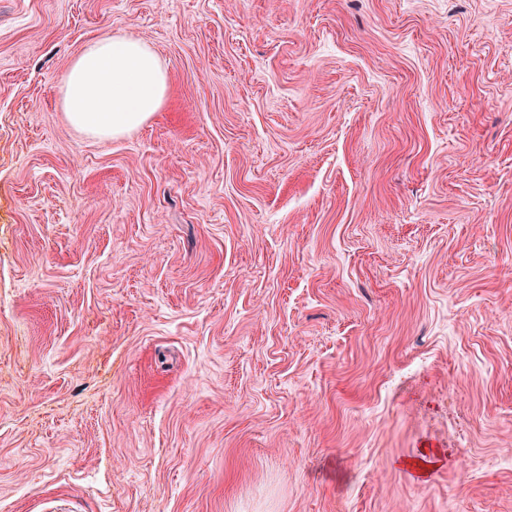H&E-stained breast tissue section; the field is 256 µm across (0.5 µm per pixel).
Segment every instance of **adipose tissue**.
I'll return each instance as SVG.
<instances>
[{"label":"adipose tissue","mask_w":512,"mask_h":512,"mask_svg":"<svg viewBox=\"0 0 512 512\" xmlns=\"http://www.w3.org/2000/svg\"><path fill=\"white\" fill-rule=\"evenodd\" d=\"M167 73L151 47L139 39H102L71 64L62 105L77 129L101 138L143 125L162 107Z\"/></svg>","instance_id":"1"}]
</instances>
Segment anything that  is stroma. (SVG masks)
Instances as JSON below:
<instances>
[{
    "instance_id": "1",
    "label": "stroma",
    "mask_w": 512,
    "mask_h": 512,
    "mask_svg": "<svg viewBox=\"0 0 512 512\" xmlns=\"http://www.w3.org/2000/svg\"><path fill=\"white\" fill-rule=\"evenodd\" d=\"M0 512H512V0H0ZM167 73L139 39H102L71 64L62 87L68 121L92 136L122 135L143 125L162 107Z\"/></svg>"
}]
</instances>
